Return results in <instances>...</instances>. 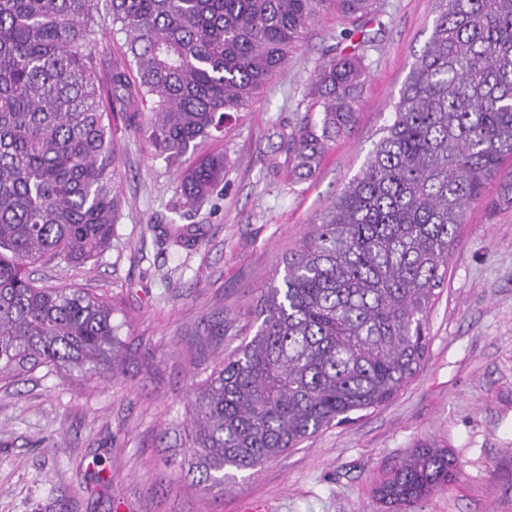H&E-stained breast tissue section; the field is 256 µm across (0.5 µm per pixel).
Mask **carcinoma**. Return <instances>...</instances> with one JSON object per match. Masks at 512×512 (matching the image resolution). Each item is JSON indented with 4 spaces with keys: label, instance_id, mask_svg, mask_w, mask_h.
Listing matches in <instances>:
<instances>
[{
    "label": "carcinoma",
    "instance_id": "1",
    "mask_svg": "<svg viewBox=\"0 0 512 512\" xmlns=\"http://www.w3.org/2000/svg\"><path fill=\"white\" fill-rule=\"evenodd\" d=\"M430 40L361 172L257 301L262 322L193 391L179 468L224 487L352 415L391 401L424 364L429 315L466 209L512 158V0H437ZM375 0H0V374H115V301L47 288L30 267L79 266L112 240L120 199L109 114L169 162L224 132L286 64L324 7ZM125 35L109 81L97 34ZM361 57L318 67V120L292 137L299 175L356 121ZM224 156L180 174L182 204L210 196ZM423 444L374 488L396 512L452 481Z\"/></svg>",
    "mask_w": 512,
    "mask_h": 512
}]
</instances>
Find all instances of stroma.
<instances>
[{
  "instance_id": "1",
  "label": "stroma",
  "mask_w": 512,
  "mask_h": 512,
  "mask_svg": "<svg viewBox=\"0 0 512 512\" xmlns=\"http://www.w3.org/2000/svg\"><path fill=\"white\" fill-rule=\"evenodd\" d=\"M437 12L436 0H376L358 20L321 11L248 108L179 164L113 120L121 209L110 247L76 267L37 265L34 276L121 300L129 349L110 380L44 367L0 378V512H244L253 500L270 512H387L375 484L421 444L450 450L458 472L409 512H512V205L499 198L512 159L467 209L427 358L391 402L262 467L227 469L220 490L177 466L196 384L255 334L262 290L361 170ZM350 52L365 70L357 121L298 178L290 136L320 111L310 79ZM207 154L223 155L224 180L184 207L178 176ZM192 224L203 227L195 246L169 240Z\"/></svg>"
}]
</instances>
